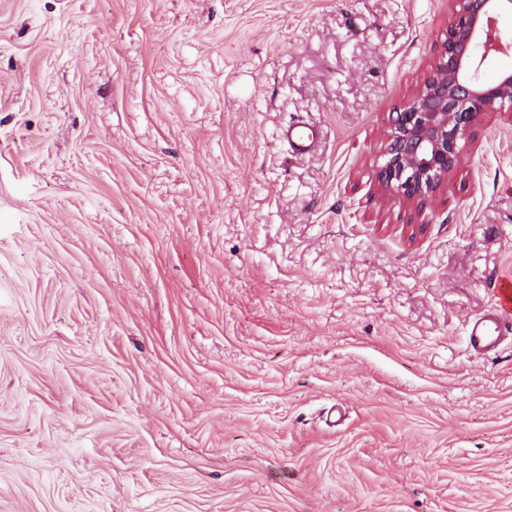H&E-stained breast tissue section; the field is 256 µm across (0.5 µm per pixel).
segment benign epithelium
<instances>
[{
    "label": "benign epithelium",
    "instance_id": "obj_1",
    "mask_svg": "<svg viewBox=\"0 0 512 512\" xmlns=\"http://www.w3.org/2000/svg\"><path fill=\"white\" fill-rule=\"evenodd\" d=\"M446 37L410 99L389 116L376 171L377 188L421 211L459 166L462 143L490 112H512V71L494 81L481 69L512 50L499 27L512 0H450Z\"/></svg>",
    "mask_w": 512,
    "mask_h": 512
}]
</instances>
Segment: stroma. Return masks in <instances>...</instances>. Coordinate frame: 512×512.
I'll use <instances>...</instances> for the list:
<instances>
[{
    "label": "stroma",
    "instance_id": "35a3bbf8",
    "mask_svg": "<svg viewBox=\"0 0 512 512\" xmlns=\"http://www.w3.org/2000/svg\"><path fill=\"white\" fill-rule=\"evenodd\" d=\"M448 12L0 0V512H512V112L374 181ZM283 137L295 155L307 153L312 144L309 132L299 123L289 125L283 131ZM493 291L491 309L469 326L467 344L477 355H486L505 342H512V278H498Z\"/></svg>",
    "mask_w": 512,
    "mask_h": 512
}]
</instances>
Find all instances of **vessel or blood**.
<instances>
[{"mask_svg": "<svg viewBox=\"0 0 512 512\" xmlns=\"http://www.w3.org/2000/svg\"><path fill=\"white\" fill-rule=\"evenodd\" d=\"M283 137L297 155L307 153L311 146L309 132L297 123L289 125ZM493 291L491 309L473 320L468 330L467 344L478 355L494 352L505 342H512V278H498Z\"/></svg>", "mask_w": 512, "mask_h": 512, "instance_id": "obj_1", "label": "vessel or blood"}]
</instances>
